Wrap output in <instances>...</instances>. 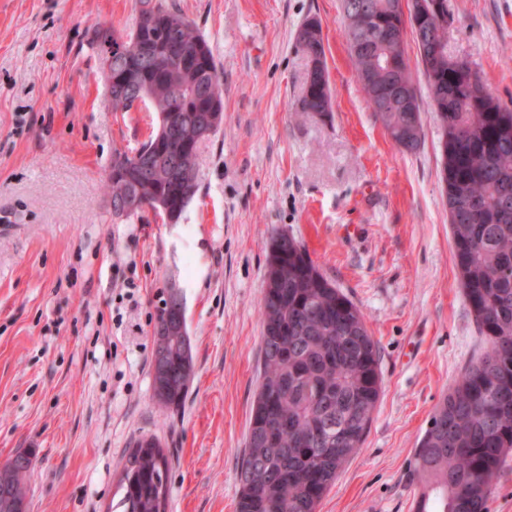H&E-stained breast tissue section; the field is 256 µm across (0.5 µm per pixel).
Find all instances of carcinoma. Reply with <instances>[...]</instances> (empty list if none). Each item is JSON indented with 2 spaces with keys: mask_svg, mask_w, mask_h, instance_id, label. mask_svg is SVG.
Wrapping results in <instances>:
<instances>
[{
  "mask_svg": "<svg viewBox=\"0 0 512 512\" xmlns=\"http://www.w3.org/2000/svg\"><path fill=\"white\" fill-rule=\"evenodd\" d=\"M392 0H342V10L384 12ZM142 10L122 34L98 27L91 47L136 42L132 59L112 57V72L128 74L113 92V112L145 105L172 117L162 164L130 178L107 181L112 214L124 203L161 200L182 216L194 195L184 192L180 153L199 149V114L224 111L205 90L221 80L212 50L193 22L165 0H139ZM421 56L431 98H440L436 120L444 138L443 192L454 240V259L465 299L487 342L453 390L436 407L415 453L422 486L416 512H486L493 477L512 452V110L482 84L474 101L463 62L448 58V26ZM393 59L406 84V102L383 103L374 88ZM365 99L402 151H416L422 134L419 95L403 45L379 48L376 59L354 64ZM296 110L332 111L329 80L307 83ZM264 372L251 409L248 451L238 469L236 512H317L336 475L356 453L381 394L377 344L358 307L319 270L306 248L286 233L271 238L260 300ZM154 327L151 368L154 396L165 409L184 403L194 377L190 338L176 331L164 300ZM32 454L0 468V512H25L24 476ZM119 486L122 512H167L169 461L161 440L144 435L129 451Z\"/></svg>",
  "mask_w": 512,
  "mask_h": 512,
  "instance_id": "cac0c4a2",
  "label": "carcinoma"
}]
</instances>
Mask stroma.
I'll return each instance as SVG.
<instances>
[{"label":"stroma","instance_id":"35a3bbf8","mask_svg":"<svg viewBox=\"0 0 512 512\" xmlns=\"http://www.w3.org/2000/svg\"><path fill=\"white\" fill-rule=\"evenodd\" d=\"M223 74L224 123L197 157L178 223L117 218L105 183L157 113L110 112L90 46L134 0H0V465L34 451L26 512H113L135 440L161 438L168 512H236L263 371L268 243L307 248L364 314L382 392L319 512H414V453L484 338L452 257L440 131L413 41L424 138L399 151L369 108L341 0H174ZM448 54L512 108V0H448ZM322 24L329 116L297 112L299 28ZM139 291L138 308L124 298ZM185 302L195 378L181 408L153 396L158 307Z\"/></svg>","mask_w":512,"mask_h":512}]
</instances>
